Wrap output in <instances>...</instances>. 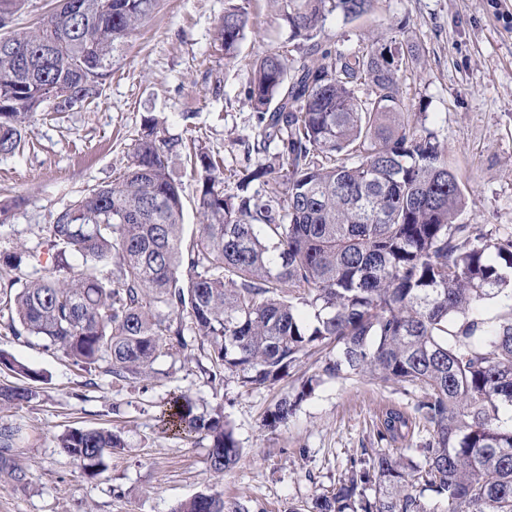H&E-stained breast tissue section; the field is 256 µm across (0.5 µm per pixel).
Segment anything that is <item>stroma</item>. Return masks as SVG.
Masks as SVG:
<instances>
[{"instance_id":"stroma-1","label":"stroma","mask_w":512,"mask_h":512,"mask_svg":"<svg viewBox=\"0 0 512 512\" xmlns=\"http://www.w3.org/2000/svg\"><path fill=\"white\" fill-rule=\"evenodd\" d=\"M226 5L159 0L116 53L97 99L33 118L25 148L0 155V198L23 199L0 223V245L36 248L42 225L84 190L126 170L150 117L159 137L178 142L168 166L182 188L185 236L200 232L191 144L223 158L229 193L233 172L272 162V151L247 149L256 123L246 97L251 67L274 52L299 66L310 59L308 44L294 38L275 0H245L246 37L237 58L225 60L213 35ZM391 36L418 48V62L399 73L400 95L445 149L466 201L459 223L492 239L511 235L512 0H375L358 19L329 16L316 40L349 53ZM0 352L39 375L36 399L0 410V423L24 431L16 461L29 476L21 490L0 474V512H170L207 488L228 501L284 512L332 489L351 460L399 451L400 443L378 439L379 417L390 408L413 413L418 400L391 381L329 379L271 433L262 427L265 412L299 385L308 365L249 390L233 378L211 384L198 369V351L176 346L153 364L150 379L129 384L75 366L35 338L0 331ZM174 390L192 396L201 410L223 409L241 448L239 463L223 477L209 469L208 441L160 431L157 415ZM73 427L121 430L126 446L101 476H85L59 448V436Z\"/></svg>"}]
</instances>
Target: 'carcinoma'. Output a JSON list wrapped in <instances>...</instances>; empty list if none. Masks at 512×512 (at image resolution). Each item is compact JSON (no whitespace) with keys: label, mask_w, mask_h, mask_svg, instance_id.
Instances as JSON below:
<instances>
[{"label":"carcinoma","mask_w":512,"mask_h":512,"mask_svg":"<svg viewBox=\"0 0 512 512\" xmlns=\"http://www.w3.org/2000/svg\"><path fill=\"white\" fill-rule=\"evenodd\" d=\"M25 0H0V154L20 150L27 124L49 106L96 98L120 47L157 0H59L32 31L12 29ZM294 37L314 60L297 67L270 53L248 89L254 144L274 146L224 193V164L206 148L190 156L201 233L183 235L181 187L145 119L131 164L110 184L84 191L41 228L47 258L0 250V330L47 342L76 365L119 380L148 377L163 348L197 346L210 382L230 376L254 389L276 384L306 360L314 373L263 418L271 432L326 379L376 376L422 393L418 417L388 410L379 438L406 439L417 423L431 439L410 455L377 453L351 463L327 493L285 512H512V307L497 324L469 317L478 303L512 298V237L459 235L465 207L442 145L403 104L398 72L412 50L376 41L363 53L314 41L327 16L353 20L374 0H284ZM246 8L232 5L215 27L225 58L244 39ZM369 82L375 97L356 88ZM267 186L261 194L251 184ZM45 274L22 278V265ZM169 314L158 311L160 306ZM30 387L0 385V409L28 403ZM162 432L210 440L218 477L240 448L220 409L201 412L187 393L169 394ZM22 429L0 424V473L26 488L15 461ZM60 448L88 477L125 448L121 434L72 428ZM170 512H251L213 490Z\"/></svg>","instance_id":"1"}]
</instances>
